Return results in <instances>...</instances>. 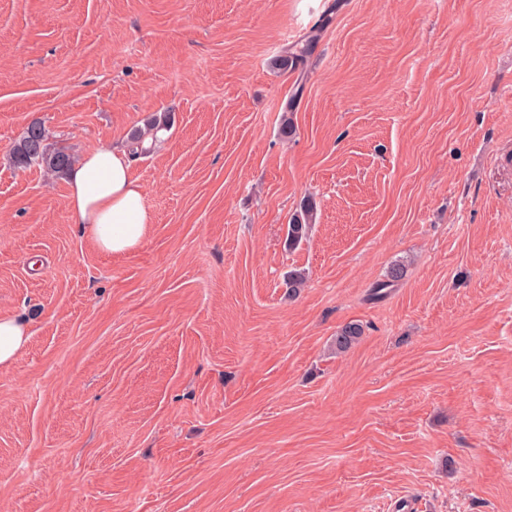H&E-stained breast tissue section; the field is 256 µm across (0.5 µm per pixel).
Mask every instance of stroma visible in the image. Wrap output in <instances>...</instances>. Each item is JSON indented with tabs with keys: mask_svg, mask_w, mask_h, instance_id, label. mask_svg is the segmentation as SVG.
<instances>
[{
	"mask_svg": "<svg viewBox=\"0 0 512 512\" xmlns=\"http://www.w3.org/2000/svg\"><path fill=\"white\" fill-rule=\"evenodd\" d=\"M510 17L0 0V316L31 322L0 366V512H512ZM163 112L123 256L9 158L36 119L78 158ZM311 222L312 211L309 206H305L303 210L293 215L287 232L289 248L298 247L306 239Z\"/></svg>",
	"mask_w": 512,
	"mask_h": 512,
	"instance_id": "obj_1",
	"label": "stroma"
}]
</instances>
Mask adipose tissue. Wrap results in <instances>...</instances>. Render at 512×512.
<instances>
[{"label": "adipose tissue", "mask_w": 512, "mask_h": 512, "mask_svg": "<svg viewBox=\"0 0 512 512\" xmlns=\"http://www.w3.org/2000/svg\"><path fill=\"white\" fill-rule=\"evenodd\" d=\"M67 191L73 223L102 253L120 256L145 240L152 216L127 150L108 145L88 150L68 172Z\"/></svg>", "instance_id": "adipose-tissue-1"}]
</instances>
